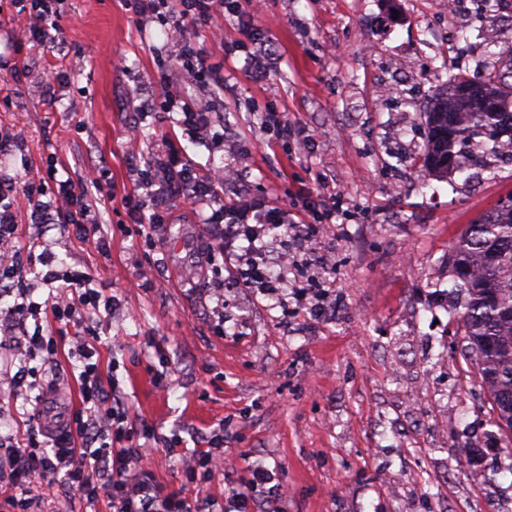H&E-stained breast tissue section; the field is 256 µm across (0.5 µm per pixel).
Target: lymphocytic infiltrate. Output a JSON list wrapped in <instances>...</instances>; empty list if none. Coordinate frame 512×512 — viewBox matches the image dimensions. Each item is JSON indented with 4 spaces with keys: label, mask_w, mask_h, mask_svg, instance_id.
I'll return each instance as SVG.
<instances>
[{
    "label": "lymphocytic infiltrate",
    "mask_w": 512,
    "mask_h": 512,
    "mask_svg": "<svg viewBox=\"0 0 512 512\" xmlns=\"http://www.w3.org/2000/svg\"><path fill=\"white\" fill-rule=\"evenodd\" d=\"M23 23V37L40 47H53L58 28V0H15ZM135 17L171 6L180 43L179 60L194 76L208 73L205 54L196 48L195 31L223 15L224 0H123ZM177 117L172 124L187 136L198 138L214 130L215 145H223V120H210L183 95L167 93ZM230 166L199 168L183 160L174 148L146 162L138 170V186L149 207H135L130 214L139 233L150 243L163 242L171 222L174 202H189L202 210L201 229L207 240L204 262L212 273L206 287L216 300L224 298V272L234 270L243 287L277 299L292 283L293 261L273 263L270 241L279 239L303 250L308 238L320 236L331 223L339 204L336 196L307 199L302 207L272 205L251 197L227 198L224 184ZM96 179L81 182L45 177L17 181L0 174V345L12 350L19 368L11 378L16 395L26 404L22 427L0 435V512H38L46 496L38 489L48 475H60L63 486L77 492L87 506L107 501L112 512H209L212 503L190 499L166 490L144 470V456L159 439L147 424H133L128 395L118 379L103 382L96 359L105 314L112 311L111 297L92 289L90 273L53 270L55 255L46 235L63 225L68 236L86 241L101 232L102 223L92 212L88 195ZM27 213L34 234L19 239L18 216ZM45 265L42 277L51 291L45 302L33 301L34 286L26 280L28 267ZM74 346H67V339ZM68 350L72 376L79 393L78 405L63 407L49 421L42 408L56 388L40 379L34 360L56 364L61 350ZM244 477L224 495V512H282L276 494L278 470L262 462H246ZM264 505H257L258 492Z\"/></svg>",
    "instance_id": "obj_1"
}]
</instances>
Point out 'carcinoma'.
I'll list each match as a JSON object with an SVG mask.
<instances>
[{"instance_id": "obj_1", "label": "carcinoma", "mask_w": 512, "mask_h": 512, "mask_svg": "<svg viewBox=\"0 0 512 512\" xmlns=\"http://www.w3.org/2000/svg\"><path fill=\"white\" fill-rule=\"evenodd\" d=\"M425 112V169L463 172L478 161L485 141L512 143V64L492 67L481 83L452 70ZM467 354L476 358L480 386L491 399L496 425L512 437V205L495 206L470 225L448 255Z\"/></svg>"}]
</instances>
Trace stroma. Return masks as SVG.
<instances>
[{
    "label": "stroma",
    "instance_id": "1",
    "mask_svg": "<svg viewBox=\"0 0 512 512\" xmlns=\"http://www.w3.org/2000/svg\"><path fill=\"white\" fill-rule=\"evenodd\" d=\"M499 8L490 45L472 29L458 43L430 40L426 27L452 24L448 0H239L278 68L250 69L228 15L223 39L197 29L212 69L193 83L167 13L137 22L122 0H61V44L42 50L21 36L13 0H0V126L19 135L0 170L24 180L52 165L77 181L94 169L111 189L103 237L62 236L53 251L120 303L100 366L136 420L178 440L144 464L165 488L223 499L236 472L214 471L200 490L182 467L220 427L230 453L279 470L284 512H512V439L464 355L447 274L467 225L512 195V162L431 177L423 167L440 71L476 77L512 62V0ZM164 73L231 138L214 154L178 136L183 159L233 164L232 190L275 204L343 194L324 239L336 315L306 319L296 295L256 299L228 279L216 328L214 298L189 276L207 247L195 209L176 204L162 246L138 236L127 200L169 125L139 120L137 92ZM268 108L285 113L291 135L262 127Z\"/></svg>",
    "mask_w": 512,
    "mask_h": 512
}]
</instances>
